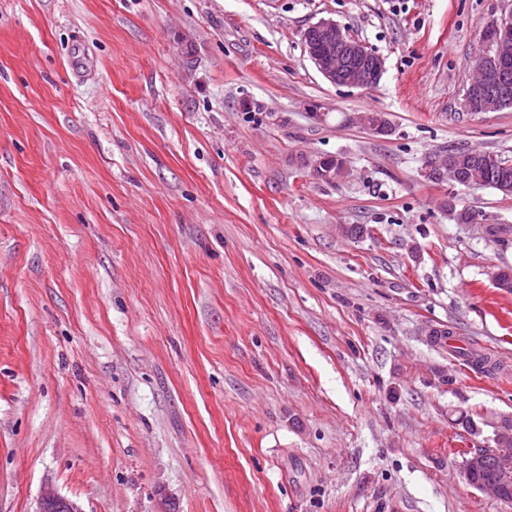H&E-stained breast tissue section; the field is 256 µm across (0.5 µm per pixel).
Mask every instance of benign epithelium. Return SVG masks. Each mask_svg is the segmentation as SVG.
Masks as SVG:
<instances>
[{"label":"benign epithelium","mask_w":512,"mask_h":512,"mask_svg":"<svg viewBox=\"0 0 512 512\" xmlns=\"http://www.w3.org/2000/svg\"><path fill=\"white\" fill-rule=\"evenodd\" d=\"M512 11L492 25V38L485 47L483 59L475 75L469 80L471 93L465 96L464 107L469 112H496L512 106ZM303 41L308 55L319 73L329 82L338 85L367 87L376 84L385 71L384 59L368 49L361 41L350 37L331 18L319 20L309 26ZM367 130L386 134L390 124L381 114H364L352 117ZM314 176L334 181L346 169V161L338 156H315L309 160ZM459 166L454 154L440 155L427 163L420 176L428 181L444 178L458 182ZM488 455L494 456L498 477L475 486L482 495L512 503V452L503 448H487L463 464V476L478 469ZM37 512H82L78 505L51 488L45 489L39 500Z\"/></svg>","instance_id":"obj_1"}]
</instances>
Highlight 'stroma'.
Here are the masks:
<instances>
[{
  "label": "stroma",
  "mask_w": 512,
  "mask_h": 512,
  "mask_svg": "<svg viewBox=\"0 0 512 512\" xmlns=\"http://www.w3.org/2000/svg\"><path fill=\"white\" fill-rule=\"evenodd\" d=\"M511 11L0 0V512H512L462 476L512 422V234L454 217L512 227V195L418 175L512 158V108L463 106ZM323 18L376 86L318 72ZM303 41L319 73L333 84L367 87L376 84L385 71L384 59L350 37L333 19L309 26ZM459 169L460 167L458 166L456 156L453 153H448L446 155H440L436 157L433 161L428 162L420 170V176L424 180L438 181L446 178L445 175H448V180L461 185L458 182ZM314 176L335 181L346 169V161L338 156H314L308 162ZM36 512H82L78 505L58 494L54 489L46 488L39 500Z\"/></svg>",
  "instance_id": "obj_1"
}]
</instances>
